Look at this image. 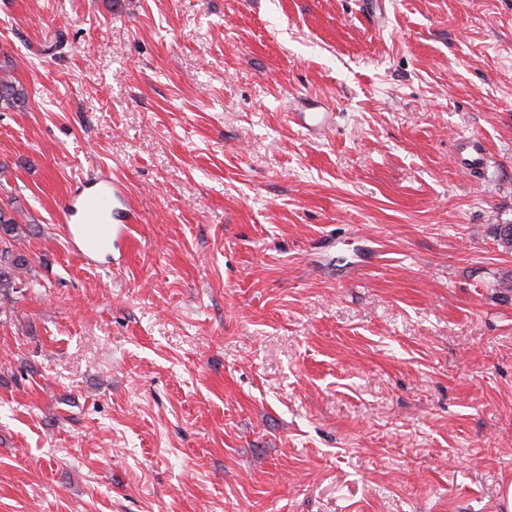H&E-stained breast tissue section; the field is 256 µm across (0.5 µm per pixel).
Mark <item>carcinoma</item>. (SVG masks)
Returning a JSON list of instances; mask_svg holds the SVG:
<instances>
[{
    "mask_svg": "<svg viewBox=\"0 0 512 512\" xmlns=\"http://www.w3.org/2000/svg\"><path fill=\"white\" fill-rule=\"evenodd\" d=\"M28 105L25 89L16 84L8 73L0 75V108H23ZM23 210L12 200L0 203V295L22 292L34 287L25 278L31 266L26 255L15 250V241L20 236Z\"/></svg>",
    "mask_w": 512,
    "mask_h": 512,
    "instance_id": "carcinoma-1",
    "label": "carcinoma"
}]
</instances>
